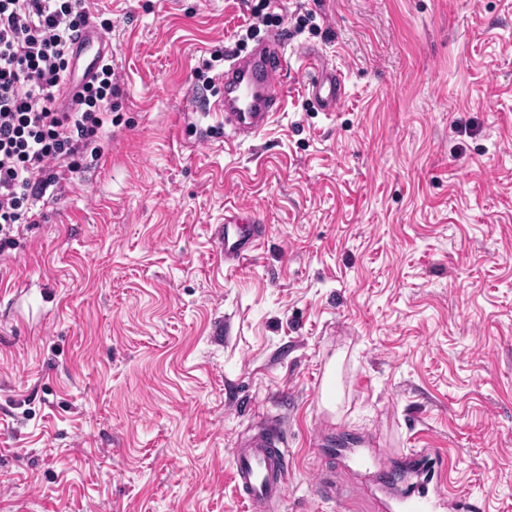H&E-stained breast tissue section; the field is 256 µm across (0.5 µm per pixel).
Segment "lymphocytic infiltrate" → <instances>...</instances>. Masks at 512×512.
<instances>
[{"label":"lymphocytic infiltrate","instance_id":"lymphocytic-infiltrate-1","mask_svg":"<svg viewBox=\"0 0 512 512\" xmlns=\"http://www.w3.org/2000/svg\"><path fill=\"white\" fill-rule=\"evenodd\" d=\"M90 17L82 0H0V251L35 206L73 172L84 153L99 155L119 96L111 60L67 106H58L70 50Z\"/></svg>","mask_w":512,"mask_h":512}]
</instances>
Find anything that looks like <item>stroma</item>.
<instances>
[{"instance_id":"stroma-1","label":"stroma","mask_w":512,"mask_h":512,"mask_svg":"<svg viewBox=\"0 0 512 512\" xmlns=\"http://www.w3.org/2000/svg\"><path fill=\"white\" fill-rule=\"evenodd\" d=\"M85 5L121 93L0 253V512H249L230 450L267 421L276 512H380L371 439L512 512V0ZM276 31L284 108L227 142L226 54ZM233 208L260 241L229 269ZM322 68L320 79H316L307 86L309 97L318 101L326 112H336L343 105L346 94L341 75L333 66L318 65Z\"/></svg>"}]
</instances>
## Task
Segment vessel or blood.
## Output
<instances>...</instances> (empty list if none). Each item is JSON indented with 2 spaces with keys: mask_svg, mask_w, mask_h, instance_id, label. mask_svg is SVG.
<instances>
[{
  "mask_svg": "<svg viewBox=\"0 0 512 512\" xmlns=\"http://www.w3.org/2000/svg\"><path fill=\"white\" fill-rule=\"evenodd\" d=\"M286 39L274 33L247 55L229 53L228 67L221 81L224 96L218 108L231 139L248 138L259 133L280 111L283 103L282 76L287 65ZM72 50L83 61L82 76L95 72L106 47L97 33L82 29ZM309 97L318 101L324 111L335 112L343 105L346 94L340 74L323 66L320 79L307 86ZM256 214L236 210L224 215V234L217 237L216 248L225 265L236 266L246 259L258 239L250 233L257 223ZM288 441L280 428L264 424L238 447L230 451L232 479L239 495L248 503L250 512H273L285 496L288 474ZM403 474L387 472L383 484L390 494L387 512H439L441 499L434 491L415 492L403 488Z\"/></svg>",
  "mask_w": 512,
  "mask_h": 512,
  "instance_id": "b4317fda",
  "label": "vessel or blood"
}]
</instances>
